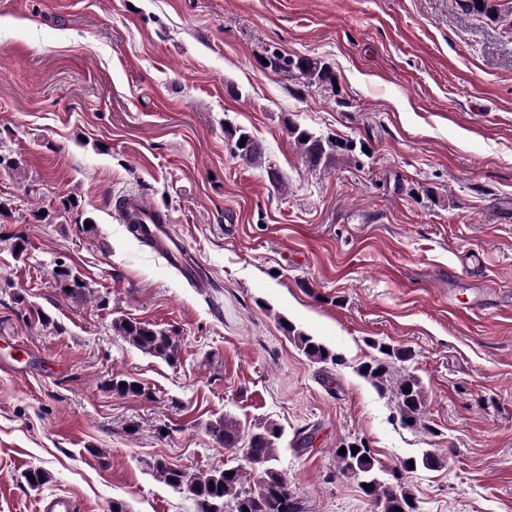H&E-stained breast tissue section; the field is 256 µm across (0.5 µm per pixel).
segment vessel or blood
Here are the masks:
<instances>
[{"label":"vessel or blood","mask_w":512,"mask_h":512,"mask_svg":"<svg viewBox=\"0 0 512 512\" xmlns=\"http://www.w3.org/2000/svg\"><path fill=\"white\" fill-rule=\"evenodd\" d=\"M116 213L121 223L140 225L143 235L165 257L170 267L179 270L195 287H208L209 281L195 257L173 231L167 212L148 205L141 195L131 193L119 199Z\"/></svg>","instance_id":"vessel-or-blood-1"}]
</instances>
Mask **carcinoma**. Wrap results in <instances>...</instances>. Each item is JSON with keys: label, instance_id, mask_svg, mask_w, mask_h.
<instances>
[{"label": "carcinoma", "instance_id": "cac0c4a2", "mask_svg": "<svg viewBox=\"0 0 512 512\" xmlns=\"http://www.w3.org/2000/svg\"><path fill=\"white\" fill-rule=\"evenodd\" d=\"M461 14L491 16L496 12L494 0H456ZM270 68L286 74L297 73L310 83L323 88L334 87L335 78L328 65L309 57H293L274 52L269 57ZM287 132L298 148L307 166L315 169L321 166L337 147L342 144L324 138L297 124H287ZM232 155L248 163H262V145L244 129L235 127L226 131ZM247 139L240 146L241 139ZM55 288L74 302H83L93 294L82 274L69 267H60L52 273ZM279 327L295 343L302 354L313 363L336 362L337 354L318 338L297 329L279 318ZM112 332L123 338L146 355L159 358L168 364L179 358V349L172 332L146 321L123 315L112 319ZM371 348L379 356L370 357L363 363L359 374L376 387L380 393L389 394L394 404L400 424L414 429L422 425L425 398L419 379L410 374H402L392 366L391 359L406 362L411 359L408 348H393L384 351L382 343ZM108 389L119 397H140L151 399V392L137 379L123 374L112 377ZM209 435L222 447L234 452H242L245 464L224 465L208 472H192L176 466L165 458L153 460L150 470L166 486L178 493L190 496L195 512H297V498L285 473L277 466V444L282 437V429L275 423L266 422L248 433L242 432L236 421L220 416L207 425ZM346 453L336 454L341 469L358 480L363 495L378 512H418L414 494L405 486L402 473L413 472L418 466L433 469L441 465L439 458L430 452L414 459V464L405 460L401 469L393 470V483H381L376 459L371 449L354 442L345 446ZM33 476L34 480L27 479ZM27 486L37 489L46 484L50 475L40 467H32L22 474Z\"/></svg>", "mask_w": 512, "mask_h": 512}]
</instances>
